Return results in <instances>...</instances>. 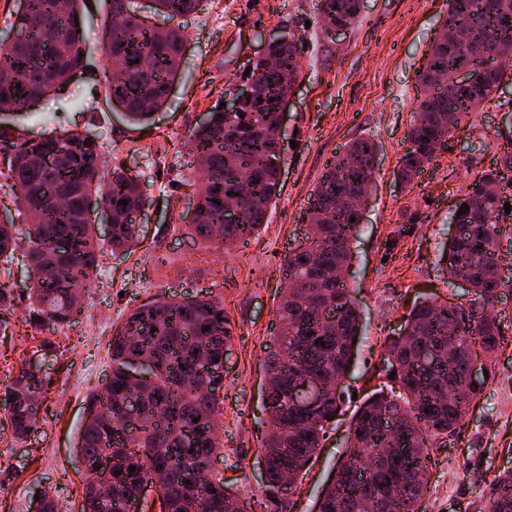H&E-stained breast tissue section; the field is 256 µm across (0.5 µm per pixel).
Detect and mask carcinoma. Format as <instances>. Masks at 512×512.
<instances>
[{
	"instance_id": "cac0c4a2",
	"label": "carcinoma",
	"mask_w": 512,
	"mask_h": 512,
	"mask_svg": "<svg viewBox=\"0 0 512 512\" xmlns=\"http://www.w3.org/2000/svg\"><path fill=\"white\" fill-rule=\"evenodd\" d=\"M112 18L102 30L106 93L132 124H145L166 104L182 64L185 34L178 20L201 9L204 0H155L169 25L140 22L135 0H111ZM361 0H315L324 37L331 28H351ZM85 0H27L24 13L9 14L6 25L23 38L0 45V112H21L29 100L56 92L84 67L82 20ZM486 45L512 50V0H448V11L418 70L428 88L414 108L406 151L397 178L413 183L446 145L464 119L498 101L507 71L478 58ZM304 39L292 35L274 45L266 58L247 61V79L255 97L235 112L216 107L211 122L189 135L202 190L188 221L203 245L228 251L253 237L264 224L278 192L281 153L277 130L287 88L298 81ZM139 63H134V60ZM479 71L477 87L445 84L453 71ZM0 178L23 192L25 239L30 286L28 320L39 329L71 322L75 298L98 274L94 227L83 202L94 195L112 213V249L130 251L140 241L135 224L146 201L144 186L121 162L105 174L99 137L64 133L15 142L0 132ZM500 166L485 170L452 215L458 230L441 256L449 279L464 280L479 301L494 298L512 279L501 274L499 226L512 224V196L491 188L512 172V136ZM377 144L365 138L344 145L327 164L312 191V221L300 251L287 261L288 288L278 307L277 350L268 358L266 398L271 432L262 443L267 464L262 494L269 512H291L280 490L285 474L304 477L322 447L326 429L342 412L343 383L353 339L362 326L361 312L342 274L352 265L351 239L358 231L363 194L371 187ZM125 199L128 204L121 205ZM239 209L233 223L224 220V203ZM18 248L13 224H0V257ZM405 336L388 342L385 372L403 390V402L375 393L349 421L347 449L336 476L315 512H419L430 478V448L454 436L464 410L474 402L484 379H469L470 364L483 357L487 371L499 350L502 331L492 318L480 319L470 306L425 300L409 312ZM231 324L224 303L210 297L183 301L156 298L136 307L112 336V376L104 391L88 401V419L78 440L88 476L81 512H127V501L144 483L158 486L160 512H252L251 501L230 493L215 480V461L224 443L215 428L224 400V348ZM430 350L435 363L422 365L417 354ZM155 360L150 380L133 376L138 354ZM311 374L324 383L318 407L311 411L293 400L296 382ZM47 380L21 366L0 390L8 429L27 437L38 424ZM156 407L157 417L127 423L131 401ZM121 462L107 468L105 452ZM136 470L131 471L129 467ZM112 485L98 497L95 487ZM489 512H512V470L491 482Z\"/></svg>"
}]
</instances>
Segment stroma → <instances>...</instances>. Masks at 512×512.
Returning <instances> with one entry per match:
<instances>
[{
    "instance_id": "1",
    "label": "stroma",
    "mask_w": 512,
    "mask_h": 512,
    "mask_svg": "<svg viewBox=\"0 0 512 512\" xmlns=\"http://www.w3.org/2000/svg\"><path fill=\"white\" fill-rule=\"evenodd\" d=\"M111 9L110 0H87V67L54 96L6 121L15 138L102 136L109 157L120 159L145 186L141 243L129 253L114 250L106 228H99L98 277L83 292L70 325L53 331L35 329L27 320L23 252L0 261V285L14 297V312L0 329V387L26 361L50 382L37 428L27 438H12L0 405V512H35L44 493L59 512H80L86 465L76 443L89 397L112 375V336L135 307L173 295L224 303L232 337L218 419L224 456L214 475L238 496L260 495L259 448L269 430L264 361L277 348L285 264L304 241L308 199L327 162L346 142L369 138L378 146L377 162L346 279L362 313L345 378L350 396L291 496L293 512H313L335 476L350 418L386 384L380 372L384 349L412 306L436 298L466 305L472 298L469 289L448 283L440 256L453 235L455 204L484 170L500 163L497 135L512 127V82L498 91L501 107L474 112L447 149L405 186L396 172L422 93L417 70L446 14V0H362L355 25L335 42L315 23L314 0H204L199 12L181 20L186 42L180 77L166 105L142 126L131 125L106 102L94 37ZM287 24L303 36L306 50L281 135L279 193L247 244L228 253L203 246L185 219L199 189L187 138L204 114L242 84L248 59L268 34ZM492 313L503 330L494 371L455 437L434 448L422 512H487L490 480L512 469V291L495 298ZM46 339L54 349L43 348Z\"/></svg>"
}]
</instances>
